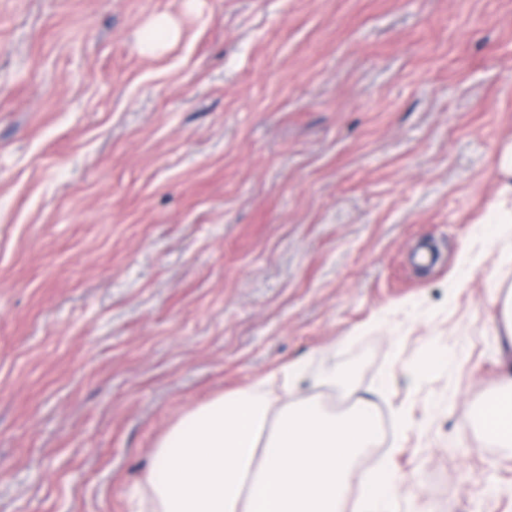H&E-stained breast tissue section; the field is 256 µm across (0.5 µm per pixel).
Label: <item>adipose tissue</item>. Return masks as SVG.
<instances>
[{
	"mask_svg": "<svg viewBox=\"0 0 512 512\" xmlns=\"http://www.w3.org/2000/svg\"><path fill=\"white\" fill-rule=\"evenodd\" d=\"M295 363L250 389L219 395L180 419L154 450L138 507L150 512H345L352 476L378 429L372 404L336 416L292 395ZM279 385L290 403L272 411L265 392ZM474 426L512 447V364L500 393ZM399 487L389 470L358 490L356 512H391Z\"/></svg>",
	"mask_w": 512,
	"mask_h": 512,
	"instance_id": "adipose-tissue-1",
	"label": "adipose tissue"
}]
</instances>
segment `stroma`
<instances>
[{
	"label": "stroma",
	"instance_id": "1",
	"mask_svg": "<svg viewBox=\"0 0 512 512\" xmlns=\"http://www.w3.org/2000/svg\"><path fill=\"white\" fill-rule=\"evenodd\" d=\"M511 149L512 0H0V512H130L172 425L295 361L373 403L393 512H512L458 434L512 361ZM492 304L498 310V335H503L506 343L512 348V289L503 292L501 288L493 289Z\"/></svg>",
	"mask_w": 512,
	"mask_h": 512
}]
</instances>
